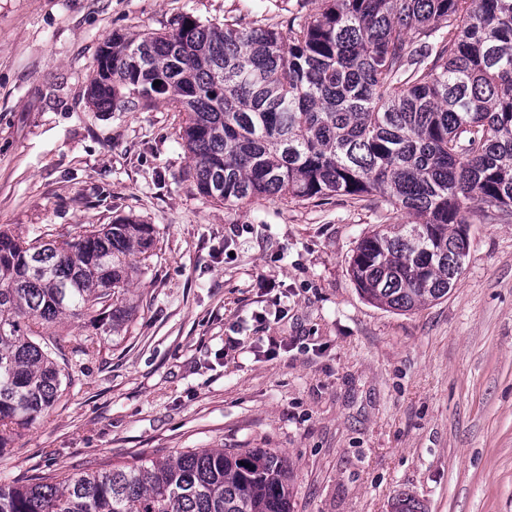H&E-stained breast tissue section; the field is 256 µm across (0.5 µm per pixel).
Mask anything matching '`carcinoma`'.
I'll list each match as a JSON object with an SVG mask.
<instances>
[{
    "instance_id": "1",
    "label": "carcinoma",
    "mask_w": 512,
    "mask_h": 512,
    "mask_svg": "<svg viewBox=\"0 0 512 512\" xmlns=\"http://www.w3.org/2000/svg\"><path fill=\"white\" fill-rule=\"evenodd\" d=\"M319 2L285 32L186 17L115 34L89 96L185 113L197 190L225 205L377 196L410 215L364 236L351 263L369 302L410 311L448 296L481 206L512 217V0ZM153 244L133 221L49 242L0 229V453L71 381L50 328L86 318L120 335L134 257ZM290 480L270 448L176 451L0 483V512H291ZM392 512L425 509L401 495Z\"/></svg>"
}]
</instances>
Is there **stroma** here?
Masks as SVG:
<instances>
[{
	"mask_svg": "<svg viewBox=\"0 0 512 512\" xmlns=\"http://www.w3.org/2000/svg\"><path fill=\"white\" fill-rule=\"evenodd\" d=\"M317 6L0 0V226L48 241L127 217L155 229L121 336L83 319L56 327L73 381L15 436L0 482L273 448L293 512H390L402 492L426 512H512V219L471 218L448 296L382 309L351 257L405 212L348 196L221 204L196 188L181 113L88 100L113 33L186 16L284 31Z\"/></svg>",
	"mask_w": 512,
	"mask_h": 512,
	"instance_id": "35a3bbf8",
	"label": "stroma"
}]
</instances>
